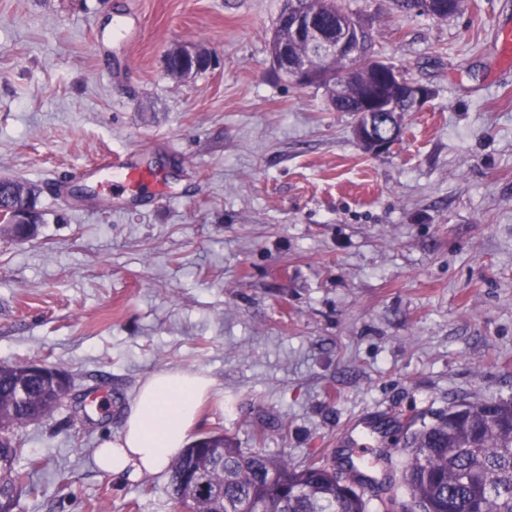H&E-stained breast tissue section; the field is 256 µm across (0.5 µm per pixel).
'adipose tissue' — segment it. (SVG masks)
Instances as JSON below:
<instances>
[{
    "label": "adipose tissue",
    "mask_w": 512,
    "mask_h": 512,
    "mask_svg": "<svg viewBox=\"0 0 512 512\" xmlns=\"http://www.w3.org/2000/svg\"><path fill=\"white\" fill-rule=\"evenodd\" d=\"M214 382L200 371L174 368L141 381L122 431L94 452L104 473L131 479L169 467L187 446Z\"/></svg>",
    "instance_id": "ef3b65f1"
}]
</instances>
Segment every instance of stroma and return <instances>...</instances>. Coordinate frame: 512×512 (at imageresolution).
Masks as SVG:
<instances>
[{"label":"stroma","mask_w":512,"mask_h":512,"mask_svg":"<svg viewBox=\"0 0 512 512\" xmlns=\"http://www.w3.org/2000/svg\"><path fill=\"white\" fill-rule=\"evenodd\" d=\"M286 0H0V178L37 191L33 239L0 235V365L65 371L67 400L17 429L33 492L14 512H186L169 472L129 480L94 450L140 381L194 368L221 433L351 474L408 512L393 414L512 399V0L440 20L343 0L380 59L428 85L383 154L324 89L269 67ZM177 44L218 65L165 68ZM153 174L113 191L105 155ZM171 57L182 58L191 61V65H186L181 70L176 71L173 76L177 78H190V76L201 71L202 67L212 69L216 65L214 55L204 46L195 44H183L172 48L166 55V59Z\"/></svg>","instance_id":"stroma-1"}]
</instances>
